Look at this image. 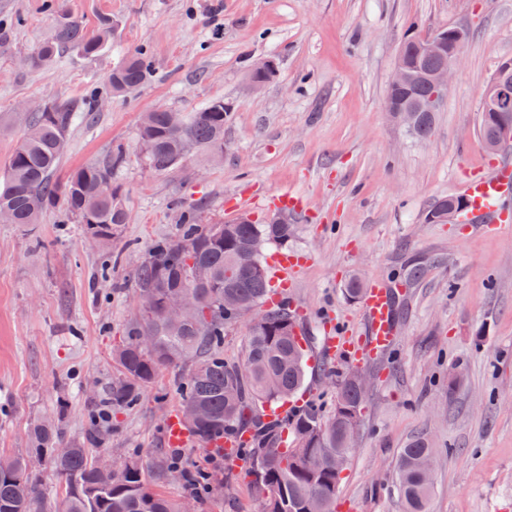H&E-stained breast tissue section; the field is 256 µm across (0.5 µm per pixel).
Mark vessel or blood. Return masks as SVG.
<instances>
[{
	"mask_svg": "<svg viewBox=\"0 0 512 512\" xmlns=\"http://www.w3.org/2000/svg\"><path fill=\"white\" fill-rule=\"evenodd\" d=\"M470 211L475 215L496 217L512 208V166L503 164L491 174L472 177L465 182ZM268 278L275 289L271 305L288 301L297 272L292 256L283 252L270 254L266 260ZM396 287L381 282L372 283L361 299V323L350 329L336 328L333 320H324V337L319 340V352L327 360L368 362L388 355L395 347L398 330L395 322L394 297Z\"/></svg>",
	"mask_w": 512,
	"mask_h": 512,
	"instance_id": "obj_1",
	"label": "vessel or blood"
}]
</instances>
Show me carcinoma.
<instances>
[{"instance_id": "cac0c4a2", "label": "carcinoma", "mask_w": 512, "mask_h": 512, "mask_svg": "<svg viewBox=\"0 0 512 512\" xmlns=\"http://www.w3.org/2000/svg\"><path fill=\"white\" fill-rule=\"evenodd\" d=\"M111 29L110 19L101 18L97 32L89 35L81 22L60 15L53 36L27 56V66L46 68L67 48L94 57L106 48ZM419 42L414 37L401 44L418 71L434 70L448 57L446 52L434 57L418 54ZM148 75L144 53H130L110 73L106 93L132 92ZM428 93V84L419 80L407 91H387L386 105L402 107ZM218 104L215 100L183 115L179 127L168 112L145 113L137 139L145 165L155 172L173 169L185 159L187 142L198 149H223L224 112ZM15 117L23 134L0 173V209L10 211L15 224H37L44 212L59 208L66 220L84 225L98 243H111L125 224L122 192L112 182V172L125 163L124 150L119 147L102 160L78 167L59 182L55 173L73 117L71 106L49 101L42 111L17 112ZM509 121L512 112L487 113L480 123L481 138H493L499 125ZM290 234L289 224L259 222L227 224L216 234L210 225L198 223L195 213L183 214L176 235L156 241L149 257L134 269L138 289L153 294L155 309L138 312L124 340L113 348L119 375L90 403L84 437L66 441L54 422L35 424L29 431L32 455L13 456L11 465L0 470V512H184L187 500L156 489L139 461L127 460L103 471L88 456V446L101 442L107 429L101 414L137 405L163 369L184 363L189 369L178 383L180 412L195 409L203 415L188 426L191 436L207 447L227 434L252 431L240 455L248 463L246 475L262 512H303L314 495L324 496L329 512H336L339 468L348 460L362 423L364 396L356 386L339 384L334 412L327 419L315 403L287 419L285 428L293 436L289 448L277 445L278 427L255 414L256 404L283 403L304 386L306 357L294 335L297 320L288 308H263L268 283L263 253L256 254L248 269L237 265L236 255L255 238L266 249L288 244ZM179 294L192 295L197 310L173 328L163 312ZM226 294L242 307L260 310L248 327L244 360L238 365L224 362V328L234 320V313L224 310ZM57 448L67 452L59 455ZM434 454L421 437L401 449L395 472L406 512H430L433 482L423 463ZM43 458L58 480L54 493L37 467Z\"/></svg>"}]
</instances>
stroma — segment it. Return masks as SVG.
<instances>
[{"label":"stroma","mask_w":512,"mask_h":512,"mask_svg":"<svg viewBox=\"0 0 512 512\" xmlns=\"http://www.w3.org/2000/svg\"><path fill=\"white\" fill-rule=\"evenodd\" d=\"M45 3L0 0V168L20 135L19 105L56 100L82 111L87 91L138 49L150 75L93 121L73 122L56 172L61 181L125 149L112 179L130 221L111 246L91 244L57 209L38 224L0 223V455L25 453L29 427L54 417L64 440L83 437L85 396L117 375L112 349L138 312L133 269L176 234L184 211L218 224L283 210L288 249L307 259L291 298L308 336L329 314L356 322L359 303L344 290L351 274L399 283L406 267L424 269L402 299L395 351L362 367L369 389L339 499L353 512H405L394 464L419 436L437 450L431 512H512V213L486 232L426 218L440 199L462 195L466 175L512 163V145L492 154L479 135L482 91L512 61V0H57L90 32L111 17L112 39L97 57L70 48L31 70L21 58L53 34ZM445 27L467 39L433 133L419 141L389 116L388 81L408 36ZM262 57L276 69L254 90L248 68ZM218 99L231 106L223 162L199 150L166 172L145 166L142 112H192ZM107 262L109 274L95 278ZM457 367L465 378L452 393ZM350 369L337 361L308 373L323 415ZM187 371L162 370L138 405L114 411L93 457L115 467L167 453ZM234 471L230 486L212 472L194 512H259L244 465Z\"/></svg>","instance_id":"35a3bbf8"}]
</instances>
